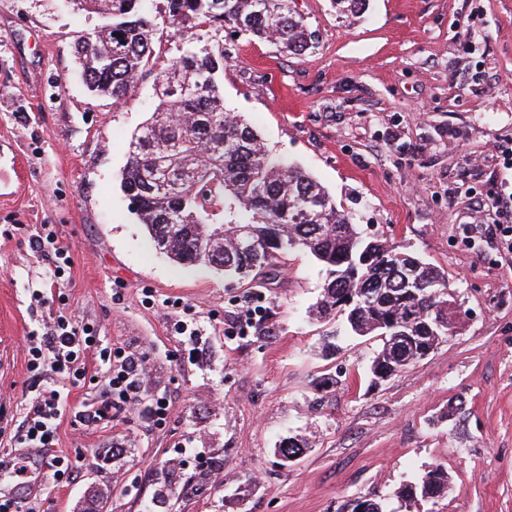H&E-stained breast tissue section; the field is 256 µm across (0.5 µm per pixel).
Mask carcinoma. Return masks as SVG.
Here are the masks:
<instances>
[{"label":"carcinoma","mask_w":512,"mask_h":512,"mask_svg":"<svg viewBox=\"0 0 512 512\" xmlns=\"http://www.w3.org/2000/svg\"><path fill=\"white\" fill-rule=\"evenodd\" d=\"M104 24L75 42L86 86L125 99L153 55L155 24L142 0H73ZM167 24L182 42L157 76L159 104L131 135L121 189L155 246L179 264L204 263L239 280L275 283L288 254L301 251L325 272L316 315L340 314L355 336L384 337L372 362L377 379L426 358L448 336L453 311L448 277L387 238H370L325 187L275 158L242 115L226 119L218 83L224 72V27L303 55L318 42L294 0H167ZM217 37L200 43L193 30ZM257 242L260 251L246 247ZM306 442L283 439L285 463ZM448 488L440 465L400 496L429 499Z\"/></svg>","instance_id":"carcinoma-1"}]
</instances>
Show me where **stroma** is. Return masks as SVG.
Here are the masks:
<instances>
[{
    "instance_id": "obj_1",
    "label": "stroma",
    "mask_w": 512,
    "mask_h": 512,
    "mask_svg": "<svg viewBox=\"0 0 512 512\" xmlns=\"http://www.w3.org/2000/svg\"><path fill=\"white\" fill-rule=\"evenodd\" d=\"M295 6L319 35L304 55L225 34V110L364 233L447 272L459 322L426 359L376 380L381 338L315 319L324 274L307 254H289L278 286L253 289L168 259L120 189L127 141L179 46L166 0H143L154 57L118 103L92 96L75 62L98 15L0 0V449L55 378L30 372L25 338L61 313L144 356L143 399L172 401L160 424L138 409L76 423L105 389L86 354L56 422V449L81 459L75 480L55 484L37 451L25 485L0 471V493L36 512H352L361 498L385 512H512V253L463 241L499 179L491 144L512 141V0H368L347 21L330 0ZM46 230L51 242L33 248ZM254 301L261 316L240 320ZM294 435L309 447L286 465L276 448ZM437 464L442 497L398 498Z\"/></svg>"
}]
</instances>
